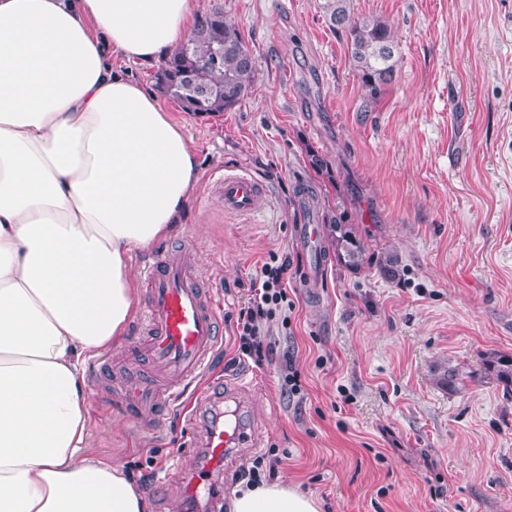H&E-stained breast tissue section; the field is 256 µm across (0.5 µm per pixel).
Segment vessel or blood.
Wrapping results in <instances>:
<instances>
[{
  "mask_svg": "<svg viewBox=\"0 0 512 512\" xmlns=\"http://www.w3.org/2000/svg\"><path fill=\"white\" fill-rule=\"evenodd\" d=\"M217 190L228 212L250 216L267 203L264 186L245 176L224 175ZM295 245L313 264H322L317 225H298ZM143 279L146 299L135 343L139 357L151 370L125 380L120 391L125 406L139 415L145 426L157 427L163 422V410L179 401L185 387L205 369L218 340L217 311L182 251L154 252L143 265ZM250 439L240 424L217 422L206 435V446L212 460L220 463Z\"/></svg>",
  "mask_w": 512,
  "mask_h": 512,
  "instance_id": "b4317fda",
  "label": "vessel or blood"
}]
</instances>
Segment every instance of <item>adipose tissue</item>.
I'll use <instances>...</instances> for the list:
<instances>
[{
    "label": "adipose tissue",
    "instance_id": "ef3b65f1",
    "mask_svg": "<svg viewBox=\"0 0 512 512\" xmlns=\"http://www.w3.org/2000/svg\"><path fill=\"white\" fill-rule=\"evenodd\" d=\"M199 0H0V512H150L94 455L86 356L123 336L134 250L175 233L199 158L120 61L159 64ZM232 512H319L286 482Z\"/></svg>",
    "mask_w": 512,
    "mask_h": 512
}]
</instances>
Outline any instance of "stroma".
<instances>
[{
	"mask_svg": "<svg viewBox=\"0 0 512 512\" xmlns=\"http://www.w3.org/2000/svg\"><path fill=\"white\" fill-rule=\"evenodd\" d=\"M324 0H200L221 8L255 57L234 109L211 114L163 105L200 160L185 224L156 241L184 248L221 307L224 341L185 389L213 386L197 419L170 407L142 432L114 380L143 369L130 345L109 347L113 368L85 363L88 426L96 456L132 473L151 512H212L186 495L199 478L222 495L249 470L311 494L320 512H512V395L495 382L451 392L433 368L479 370L486 352H512V0H353L398 45L394 82L366 111L367 91L346 35ZM324 158L312 168L309 152ZM243 174L268 193L250 217L225 212L221 174ZM313 191V209L296 189ZM344 210L370 250L351 270L326 247L323 269L293 245L298 225ZM399 274H382L386 253ZM290 259L288 323H268L263 364L239 352L236 319L270 256ZM303 392L281 396L284 354ZM240 413L251 444L216 466L203 434L214 410ZM281 457L276 470L258 458Z\"/></svg>",
	"mask_w": 512,
	"mask_h": 512,
	"instance_id": "1",
	"label": "stroma"
}]
</instances>
